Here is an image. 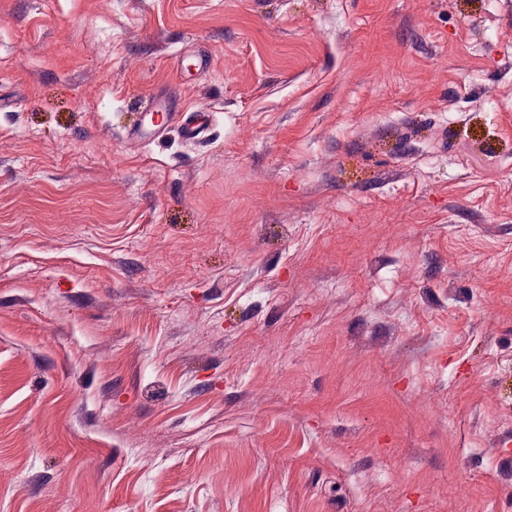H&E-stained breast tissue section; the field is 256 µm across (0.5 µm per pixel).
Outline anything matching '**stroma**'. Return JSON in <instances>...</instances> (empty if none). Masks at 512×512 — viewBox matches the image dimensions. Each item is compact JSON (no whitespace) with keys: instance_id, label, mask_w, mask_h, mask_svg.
<instances>
[{"instance_id":"35a3bbf8","label":"stroma","mask_w":512,"mask_h":512,"mask_svg":"<svg viewBox=\"0 0 512 512\" xmlns=\"http://www.w3.org/2000/svg\"><path fill=\"white\" fill-rule=\"evenodd\" d=\"M508 438L512 0H0V512H512Z\"/></svg>"}]
</instances>
